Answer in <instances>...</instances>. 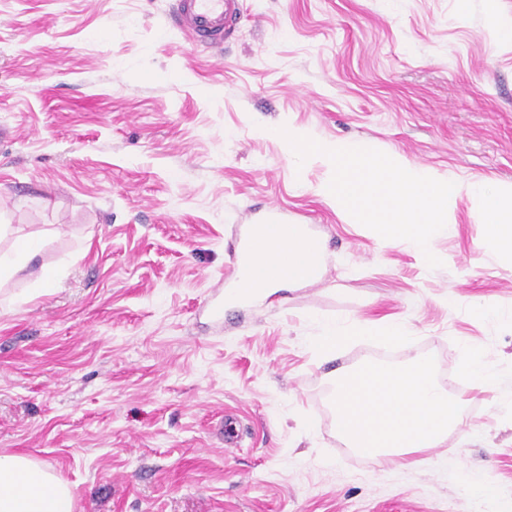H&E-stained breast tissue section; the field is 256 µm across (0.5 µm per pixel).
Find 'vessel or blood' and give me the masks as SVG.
I'll return each mask as SVG.
<instances>
[{"label":"vessel or blood","mask_w":512,"mask_h":512,"mask_svg":"<svg viewBox=\"0 0 512 512\" xmlns=\"http://www.w3.org/2000/svg\"><path fill=\"white\" fill-rule=\"evenodd\" d=\"M242 17V0H174L172 20L175 26L195 45L223 49L232 39ZM252 238L235 242L231 275L234 284L233 299L248 303L255 295V281L250 261Z\"/></svg>","instance_id":"1"}]
</instances>
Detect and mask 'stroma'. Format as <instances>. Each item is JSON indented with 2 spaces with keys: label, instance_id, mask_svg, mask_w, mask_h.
I'll return each instance as SVG.
<instances>
[{
  "label": "stroma",
  "instance_id": "35a3bbf8",
  "mask_svg": "<svg viewBox=\"0 0 512 512\" xmlns=\"http://www.w3.org/2000/svg\"><path fill=\"white\" fill-rule=\"evenodd\" d=\"M173 0H0V225L41 239L0 282V453L71 488L74 512H501L512 406L459 379L462 422L385 468L336 430L329 371L478 346L512 389V271L470 198L425 269L300 192L278 130L358 140L440 173L512 181V0H243L216 53L168 29ZM325 242L321 279L200 316L247 212ZM52 270L45 285L41 273ZM491 298L505 313L472 308ZM400 321L410 341L323 361L317 319ZM237 418L226 444L221 424ZM485 470L477 503L444 466Z\"/></svg>",
  "mask_w": 512,
  "mask_h": 512
}]
</instances>
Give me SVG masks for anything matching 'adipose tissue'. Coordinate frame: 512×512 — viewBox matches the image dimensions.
Listing matches in <instances>:
<instances>
[{
	"label": "adipose tissue",
	"mask_w": 512,
	"mask_h": 512,
	"mask_svg": "<svg viewBox=\"0 0 512 512\" xmlns=\"http://www.w3.org/2000/svg\"><path fill=\"white\" fill-rule=\"evenodd\" d=\"M252 256L259 288L282 283L296 284L302 273L323 260L320 240L307 236L301 224H264ZM315 343L325 357L353 340L374 339L405 342L411 329L401 322L375 326L363 320L322 321ZM0 512H73L70 488L52 468L24 454H0Z\"/></svg>",
	"instance_id": "obj_1"
}]
</instances>
